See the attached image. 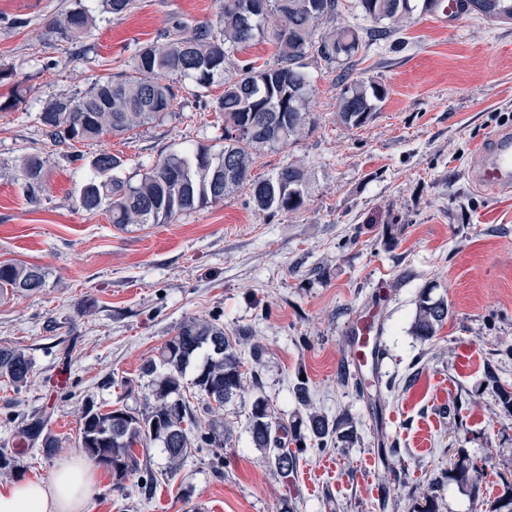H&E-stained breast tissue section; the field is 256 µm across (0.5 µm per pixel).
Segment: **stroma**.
<instances>
[{"label":"stroma","instance_id":"obj_1","mask_svg":"<svg viewBox=\"0 0 512 512\" xmlns=\"http://www.w3.org/2000/svg\"><path fill=\"white\" fill-rule=\"evenodd\" d=\"M70 3L0 0V69L14 73L0 82V101L25 91L0 112V262L47 273L37 292L0 294V347L33 360L26 385L0 380V449L13 456L0 484L46 478L77 455L83 405L144 410L152 397L143 365L180 323L199 318L260 345L263 393L283 418L298 406L302 375L315 409L351 416L359 442L308 449L281 479L250 444L249 388L224 409L223 451L199 449L168 477L153 450L149 490L142 477L118 484L99 470L85 512H276L284 499L294 512H413L435 481L438 512H488L512 484V418L502 416L497 391L512 390V192L483 191L468 168L492 133L512 127V23L413 15L399 39L358 55L357 74L389 91L361 128L337 122L336 75L316 72L317 128L261 153L252 170L268 177L304 161L314 177L301 210L259 213L243 191L167 224L123 226L105 211L78 210L81 172L69 151L119 155L125 175L137 177L171 151L213 144L216 113L186 89L175 118L67 149L46 139L37 111L129 71L136 45L158 40L175 20H209L218 4L135 0L125 17L99 18L90 37L60 42L47 26ZM32 153L50 157L37 206L16 174ZM428 285L449 316L422 342L409 328ZM370 309L384 350L380 374L393 384L379 410L338 382L349 366L347 329ZM33 417L46 418L57 437L53 454L23 441ZM383 437L398 455L379 457ZM486 456L496 472L480 496L449 479L450 464Z\"/></svg>","mask_w":512,"mask_h":512}]
</instances>
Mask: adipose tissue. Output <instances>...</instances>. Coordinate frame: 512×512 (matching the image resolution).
<instances>
[{
    "instance_id": "obj_1",
    "label": "adipose tissue",
    "mask_w": 512,
    "mask_h": 512,
    "mask_svg": "<svg viewBox=\"0 0 512 512\" xmlns=\"http://www.w3.org/2000/svg\"><path fill=\"white\" fill-rule=\"evenodd\" d=\"M96 481L95 471L77 457L48 478L0 486V512H84Z\"/></svg>"
}]
</instances>
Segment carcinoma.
Instances as JSON below:
<instances>
[{
	"mask_svg": "<svg viewBox=\"0 0 512 512\" xmlns=\"http://www.w3.org/2000/svg\"><path fill=\"white\" fill-rule=\"evenodd\" d=\"M256 11V0H218L216 17L189 27L181 22L162 35V43L140 44L128 72L111 74L73 96L45 101L37 120L56 145L122 136L163 122L181 111L179 88L191 83L197 96L215 84L223 93L204 107L224 120L219 149L197 144L167 155L137 180L122 174L124 160L102 152L89 162L77 206L94 212L107 207L111 223L166 224L177 215L219 203L249 189V203L262 212L301 209L311 182V171L293 160L270 177L251 176L255 157L269 149L286 148L317 126L313 112L315 78L310 63L337 72L336 120L360 128L373 120L388 96L385 85L354 74L363 49L386 41L407 26L414 12L431 15L439 0H267ZM134 0H72L64 13L48 25L61 42H79L94 27L95 12L121 18ZM462 11L489 23L512 20V0H462ZM367 21L365 26H329L341 10ZM275 46L271 64H240L235 54L251 43ZM48 157L25 156L19 164L31 202L39 201ZM46 285V272L21 263H0V289L35 292ZM448 302L433 298L424 288L416 300L409 333L426 342L437 336L448 319ZM239 342L224 334L217 323L191 318L184 321L151 360L143 373L152 377L153 403L144 411L121 406L107 412L85 409L79 418L78 448L93 464L122 481L142 470L141 458L154 448L167 460V472L182 468L196 448L224 447L225 433L200 424L185 395L194 389L206 410L221 416L224 405L252 386L256 395L248 415L247 432L276 474L286 479L296 469L299 455L309 447L336 443L346 448L357 440L347 416L330 417L310 407L308 386L298 380L295 390L302 409L288 421L276 415L261 394L258 370L244 371ZM194 369L185 383L187 369ZM32 360L16 347L0 348V378L19 386L28 382ZM23 437L50 454L58 440L37 418L21 429ZM489 461L454 467L452 479L469 493L481 494Z\"/></svg>",
	"mask_w": 512,
	"mask_h": 512,
	"instance_id": "1",
	"label": "carcinoma"
}]
</instances>
